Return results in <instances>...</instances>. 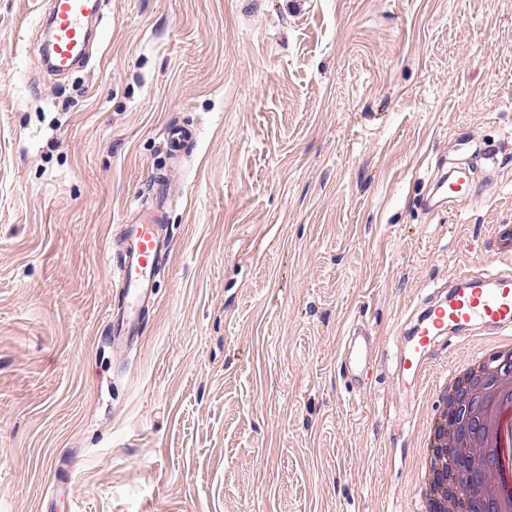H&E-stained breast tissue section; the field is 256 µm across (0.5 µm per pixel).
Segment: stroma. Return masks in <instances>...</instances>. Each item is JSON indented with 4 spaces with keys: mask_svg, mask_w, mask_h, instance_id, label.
I'll return each mask as SVG.
<instances>
[{
    "mask_svg": "<svg viewBox=\"0 0 512 512\" xmlns=\"http://www.w3.org/2000/svg\"><path fill=\"white\" fill-rule=\"evenodd\" d=\"M48 4L0 0V512H417L431 381L469 346L411 400L397 329L512 264V0H100L65 76ZM449 162L476 191L427 212ZM158 177L174 248L116 354L112 240ZM357 325L385 354L351 392ZM194 132L183 126H170L167 130V142L171 157H179L194 139Z\"/></svg>",
    "mask_w": 512,
    "mask_h": 512,
    "instance_id": "stroma-1",
    "label": "stroma"
}]
</instances>
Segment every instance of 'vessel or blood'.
I'll return each mask as SVG.
<instances>
[{
    "label": "vessel or blood",
    "mask_w": 512,
    "mask_h": 512,
    "mask_svg": "<svg viewBox=\"0 0 512 512\" xmlns=\"http://www.w3.org/2000/svg\"><path fill=\"white\" fill-rule=\"evenodd\" d=\"M95 0H53L46 20L51 27V62L55 70L77 65L88 33L86 18ZM193 131L183 126L167 130L171 157H179L192 142ZM468 170L454 167L443 172L423 199L425 209L440 212L450 198L471 191ZM172 253V241L165 231V206L137 211L120 226L117 266L123 302L114 308L109 328L113 352L120 353L138 344L145 325L144 314L154 304L153 284ZM482 325L512 332V274L496 273L455 278L447 300L429 305L408 332V347L400 358V375L409 385L421 384L427 374L437 339L450 331L466 334ZM345 385L348 389L367 385L380 355L379 346L349 333L343 349Z\"/></svg>",
    "instance_id": "obj_1"
}]
</instances>
